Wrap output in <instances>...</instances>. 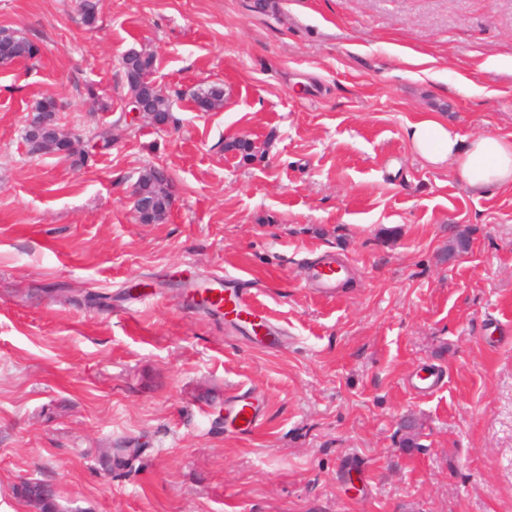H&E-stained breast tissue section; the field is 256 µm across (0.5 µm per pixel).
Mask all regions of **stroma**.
<instances>
[{
	"mask_svg": "<svg viewBox=\"0 0 512 512\" xmlns=\"http://www.w3.org/2000/svg\"><path fill=\"white\" fill-rule=\"evenodd\" d=\"M4 27L40 54L0 66V505L38 480L59 512H512V191L405 137L427 112L512 136V0H99L91 26L79 0H0ZM142 49L163 127L131 110ZM207 84L224 106L195 111ZM44 96L79 155L29 153ZM158 165L172 206L144 224L130 191ZM226 276L278 343L188 302ZM427 369L445 384L421 396ZM140 52H131L123 60V68L131 95L139 100H143V102H147L154 110L169 114L171 106L169 98L160 89H156L151 84L152 80L142 79L136 82L129 80L130 71L136 69L140 63ZM56 100H49L46 97L37 100L32 106L31 110L33 112H28V115L25 120V126L32 133H39L44 127L47 126L49 122V117L43 112H58L56 109ZM25 129L24 131V140L26 144L29 146V150L32 152V146L30 145V141L32 139L31 133ZM341 273V268L336 271V261L330 259L316 267L311 278L318 288L319 293L331 296L336 288V279ZM226 415L241 432L253 431L261 421V404L258 395L251 391L239 392L227 405ZM239 421H242L241 425H238Z\"/></svg>",
	"mask_w": 512,
	"mask_h": 512,
	"instance_id": "obj_1",
	"label": "stroma"
}]
</instances>
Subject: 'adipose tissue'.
<instances>
[{
	"label": "adipose tissue",
	"mask_w": 512,
	"mask_h": 512,
	"mask_svg": "<svg viewBox=\"0 0 512 512\" xmlns=\"http://www.w3.org/2000/svg\"><path fill=\"white\" fill-rule=\"evenodd\" d=\"M406 138L430 164L452 171L475 191L512 190V139L495 134L463 137L451 124L428 115L409 123Z\"/></svg>",
	"instance_id": "ef3b65f1"
}]
</instances>
